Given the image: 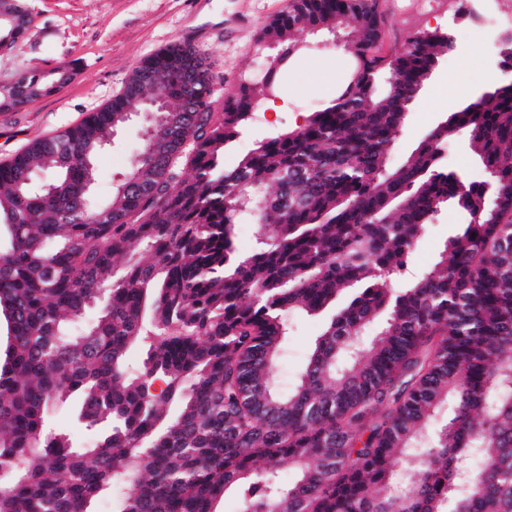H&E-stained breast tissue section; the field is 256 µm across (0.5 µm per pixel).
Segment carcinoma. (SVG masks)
Instances as JSON below:
<instances>
[{"label": "carcinoma", "mask_w": 512, "mask_h": 512, "mask_svg": "<svg viewBox=\"0 0 512 512\" xmlns=\"http://www.w3.org/2000/svg\"><path fill=\"white\" fill-rule=\"evenodd\" d=\"M0 52L26 35L18 0ZM371 0H294L261 34L346 26L355 66L336 97L224 153L280 71L212 107L214 76L189 44L138 67L79 125L0 165V512H512V34L505 77L448 113L398 166L389 148L455 48V28L375 54ZM0 109L46 90L37 68ZM162 96L167 111L150 112ZM140 113L144 144L93 200L86 162ZM463 131L485 178L448 165ZM466 214L437 260L401 280L429 225ZM259 225L253 247L236 228ZM323 314L296 379L275 381L288 315ZM137 344L145 356L127 359ZM75 397L93 438L49 426ZM482 465L475 466V457ZM296 479L285 485L278 466Z\"/></svg>", "instance_id": "cac0c4a2"}]
</instances>
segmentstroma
Instances as JSON below:
<instances>
[{"instance_id": "35a3bbf8", "label": "stroma", "mask_w": 512, "mask_h": 512, "mask_svg": "<svg viewBox=\"0 0 512 512\" xmlns=\"http://www.w3.org/2000/svg\"><path fill=\"white\" fill-rule=\"evenodd\" d=\"M291 0H26L30 25L26 37L7 54L0 53V86L17 74L37 67L51 75L53 90L19 109H0V165L37 137H50L80 124L121 94L133 72L151 55L175 44L191 42L203 51L215 76V103L233 96L242 79L257 70L265 56L256 48L258 34L271 17L285 11ZM384 21V49L399 46L413 30L454 25L456 51L444 60L416 99L409 118L391 149L399 164L447 113L448 101L473 92L468 81L477 72L484 84L496 80L497 48L468 32L469 18H455L453 9L435 0L432 11L405 18L393 0H379ZM302 48L288 59L286 82L279 87V111H258L252 126L224 154L225 168L238 161L265 135L296 127L308 112L335 93L334 86L312 91L316 75H328L338 49L299 34ZM461 80L448 84L449 74ZM138 123L120 127L95 162L97 194L106 197L113 175L124 170L140 148ZM456 208L442 211L422 238L413 271L430 265L454 225L464 223ZM321 315L293 316L287 355L277 368L280 385H288L323 331Z\"/></svg>"}]
</instances>
